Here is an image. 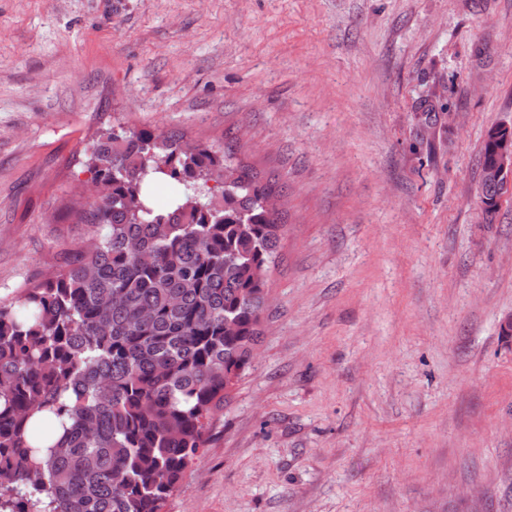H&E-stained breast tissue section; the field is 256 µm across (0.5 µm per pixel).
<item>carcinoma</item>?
<instances>
[{
    "mask_svg": "<svg viewBox=\"0 0 512 512\" xmlns=\"http://www.w3.org/2000/svg\"><path fill=\"white\" fill-rule=\"evenodd\" d=\"M84 165L90 243L0 298V512H164L261 336L274 184L146 128L100 131ZM502 194L481 182L486 222Z\"/></svg>",
    "mask_w": 512,
    "mask_h": 512,
    "instance_id": "obj_1",
    "label": "carcinoma"
}]
</instances>
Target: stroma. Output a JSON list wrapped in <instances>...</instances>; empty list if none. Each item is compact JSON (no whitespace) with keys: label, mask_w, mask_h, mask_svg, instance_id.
<instances>
[{"label":"stroma","mask_w":512,"mask_h":512,"mask_svg":"<svg viewBox=\"0 0 512 512\" xmlns=\"http://www.w3.org/2000/svg\"><path fill=\"white\" fill-rule=\"evenodd\" d=\"M512 0H0V297L88 237L100 128L281 188L254 360L166 512H512ZM502 124V123H501ZM497 124L489 128L486 133L483 148L479 155L478 166L481 171V202L482 213L485 222L490 223L493 215L499 209V204L495 202L496 197L503 194V189L498 187L496 183H503L505 188H511L512 184V138L511 142L508 138L504 139L501 145L500 154L497 163L493 167H489L484 172L487 181H483L482 173L486 164L492 161L495 152V143L490 137V132L500 126ZM493 181V182H489Z\"/></svg>","instance_id":"1"}]
</instances>
